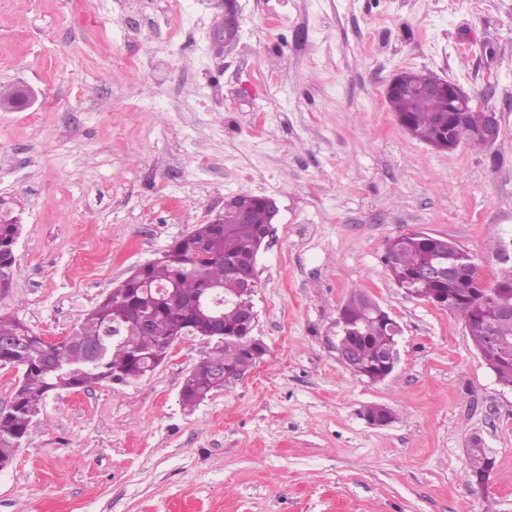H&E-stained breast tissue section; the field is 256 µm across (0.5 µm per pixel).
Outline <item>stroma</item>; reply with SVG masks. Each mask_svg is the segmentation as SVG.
<instances>
[{
  "instance_id": "stroma-1",
  "label": "stroma",
  "mask_w": 512,
  "mask_h": 512,
  "mask_svg": "<svg viewBox=\"0 0 512 512\" xmlns=\"http://www.w3.org/2000/svg\"><path fill=\"white\" fill-rule=\"evenodd\" d=\"M234 41L217 38L226 11ZM190 19L172 32L171 12ZM429 69L500 115L436 150L384 87ZM0 202L23 227L0 315L52 340L225 198H276L257 257L263 360L196 409L188 337L136 382L60 389L0 467V512H512V388L463 320L397 288L389 238L479 258L512 235V0H0ZM402 328L372 382L336 349L353 289ZM394 414L370 425L366 406ZM481 438L488 489L465 480Z\"/></svg>"
}]
</instances>
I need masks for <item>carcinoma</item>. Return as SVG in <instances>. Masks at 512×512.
<instances>
[{
	"instance_id": "cac0c4a2",
	"label": "carcinoma",
	"mask_w": 512,
	"mask_h": 512,
	"mask_svg": "<svg viewBox=\"0 0 512 512\" xmlns=\"http://www.w3.org/2000/svg\"><path fill=\"white\" fill-rule=\"evenodd\" d=\"M390 111L407 124L411 135L429 145L448 143L438 127V115L448 111V96L408 101L394 98ZM235 206L251 212L252 223L236 224L233 209L222 224H200L176 240L157 260L136 268L109 292L80 327L55 346L48 345L23 321L0 316V364L21 363L24 372L12 396L13 405L0 410V462L14 457L29 432L32 418L46 398L58 390V377L79 388L100 381L130 383L158 367L167 355L170 339L183 331L201 336L207 329V311L193 302L212 287L229 300L223 308L228 338L209 342V350L186 376L181 388L183 406L193 408L218 390L213 369L224 367L238 374L257 359L238 341L252 335L235 299L240 282L225 275L228 264L246 260L259 242L256 231L271 222L258 195L239 194ZM22 225L9 211L0 212V286L8 284L15 264L14 248ZM456 242L424 232L398 235L386 242L385 267L394 283L419 299L461 316L485 364L498 381L512 388V273L498 272L493 287L481 291L483 279L473 254L461 259V270L451 279L419 278L426 264L452 261ZM342 310L359 330L350 333L359 366L379 373L380 352L391 336L390 315L361 289L353 290ZM149 319L139 328L136 316ZM494 460L478 441L468 448L467 481L492 472Z\"/></svg>"
}]
</instances>
